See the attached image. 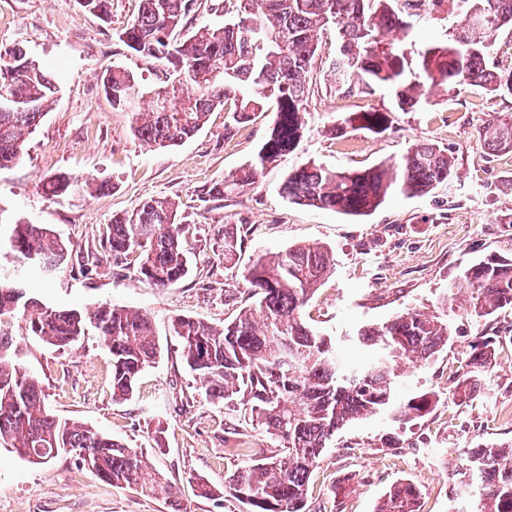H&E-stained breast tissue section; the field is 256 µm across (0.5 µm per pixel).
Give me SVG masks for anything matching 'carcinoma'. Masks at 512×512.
<instances>
[{
	"label": "carcinoma",
	"mask_w": 512,
	"mask_h": 512,
	"mask_svg": "<svg viewBox=\"0 0 512 512\" xmlns=\"http://www.w3.org/2000/svg\"><path fill=\"white\" fill-rule=\"evenodd\" d=\"M195 7L196 0H140L137 16L119 34L144 62L167 65L150 110L136 106L133 95L140 84L123 67L108 70L102 87L112 108L131 113L133 135L160 148L193 137L213 112H229L244 125L275 106V119L252 161L210 186L213 196L255 183L268 165L296 149L307 125V77L319 35L329 27L345 48L333 63L336 86H390L403 112L430 104L436 87L512 94V71L504 74L490 65L499 33L512 28V0H214L209 11L224 14V20L191 27L186 18ZM423 15L444 23L448 39L419 53L415 73L407 45L411 19ZM58 92L54 77L22 47L0 53V168L20 159L24 134L38 126ZM345 123L381 132L388 115L359 112ZM479 135L491 150L512 152V116L488 120ZM454 174L455 158L448 149L423 141L397 161L364 169L306 163L288 173L280 193L290 203L359 216L392 194L426 195ZM92 187L105 192L111 184L66 173L48 182L51 195L59 198ZM187 231L179 207L159 198L112 217L99 241L116 260L136 257L134 273L140 280L169 288L189 274L182 245ZM245 236L244 225H224V268L236 265ZM10 243L18 258L52 271L71 259L66 241L46 224L16 221ZM333 263L332 252L318 243L259 256L241 274L257 307L219 327L191 316L172 319L181 357L198 375L204 395L243 414L276 442L267 455L229 475L222 493L197 479V496H229L247 512H306L310 475L337 431L381 413L395 420L422 417L439 402L431 392L395 399L402 367L429 362L451 341L448 321L435 314L404 311L359 330L356 340L375 352L372 363L355 372L336 365L335 343L314 331L302 313ZM461 278L471 314L490 317L512 308V257L490 255L466 267ZM13 312L26 317L32 335L58 350L97 336L112 358L115 399L133 395L140 372L161 352L149 317L119 305L58 309L20 286L0 283V316ZM499 344L493 336L472 342L466 370L448 385L452 400L477 396L496 364ZM1 442L34 464L74 452L103 481L148 495L161 482L136 449L51 413L41 383L0 355ZM467 471L476 498L471 512H512V446L469 449ZM419 499L415 484L399 482L376 512H419Z\"/></svg>",
	"instance_id": "carcinoma-1"
}]
</instances>
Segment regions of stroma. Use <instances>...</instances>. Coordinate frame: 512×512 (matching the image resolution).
<instances>
[{"label":"stroma","mask_w":512,"mask_h":512,"mask_svg":"<svg viewBox=\"0 0 512 512\" xmlns=\"http://www.w3.org/2000/svg\"><path fill=\"white\" fill-rule=\"evenodd\" d=\"M139 0H112L109 20L79 0H0V52L19 46L55 76L60 92L50 112L25 137L24 154L0 169V281L24 284L41 301L63 309L110 302L147 313L162 353L139 376L131 399L112 398V360L96 336L58 351L31 336L20 315L0 317L6 355L42 383L58 417L94 427L141 451L163 482L177 484L189 512H245L234 500L216 505L196 497L191 477L223 487L225 477L267 453L272 440L240 413L207 400L198 376L182 362L170 333L173 317L220 324L248 306L247 291L225 299V285L239 281L224 267L222 235L228 224L251 230L240 267L257 256L316 241L329 246L334 265L305 307L312 329L336 341V358L360 367L367 349L357 331L383 324L406 309L438 313L448 288L465 267L490 254L512 256V152L485 149L477 131L489 115L512 114V96L468 87L435 91L431 105L398 110L389 88L337 87L330 64L338 43L324 32L310 74L307 127L297 148L267 167L254 185L214 198L206 195L251 161L275 114L235 126L216 111L191 139L168 148L144 145L131 132L129 113L113 109L101 78L112 67L132 71L144 86L157 83L150 67L119 34L135 18ZM389 116L386 131L344 127L355 112ZM429 140L456 158V176L419 197L389 196L362 216L289 203L280 192L288 172L314 162L352 170L392 162ZM108 180L105 193L56 198L44 187L53 174ZM175 201L191 232L183 245L190 277L157 289L104 253L99 231L115 214L149 199ZM47 224L70 244L72 259L52 276L15 258L11 222ZM449 320L453 338L429 363L405 369L399 398L423 392L441 396L421 418L396 421L379 414L339 430L309 480L307 512H374L394 483L422 491L420 512H465L466 452L482 444H512V309L478 318L459 309ZM499 337L503 348L479 395L448 399V382L464 365L468 344ZM344 493H337V486ZM0 512H173L164 491L146 496L102 482L75 453L33 464L0 445Z\"/></svg>","instance_id":"1"}]
</instances>
